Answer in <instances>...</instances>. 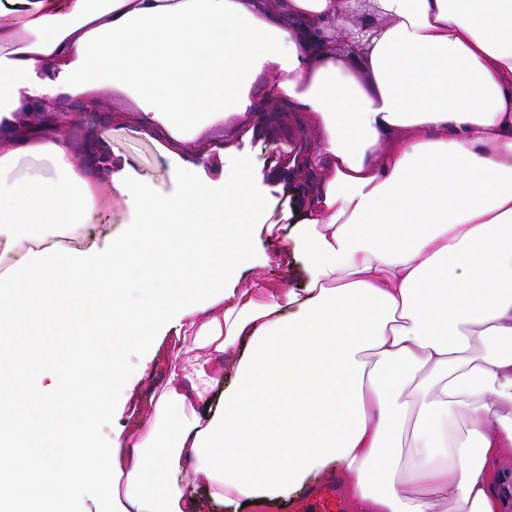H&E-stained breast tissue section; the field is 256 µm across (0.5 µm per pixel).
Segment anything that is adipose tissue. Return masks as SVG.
<instances>
[{"mask_svg":"<svg viewBox=\"0 0 512 512\" xmlns=\"http://www.w3.org/2000/svg\"><path fill=\"white\" fill-rule=\"evenodd\" d=\"M363 58L315 44L347 0H0V512H63L94 477L112 512H273L342 466L355 512H502L493 465L512 450V0H373ZM267 100L316 113L314 201L269 202L240 165L211 181L182 161L179 192L150 193L128 165L103 193L75 167L68 127L18 138L25 103L109 84L143 130L187 139L200 117ZM414 130L383 159L375 148ZM132 218L75 248L92 211ZM31 227L28 238L18 229ZM287 242L301 287L242 285L253 243ZM179 256L173 293L142 254ZM140 298L131 301L128 289ZM27 297L35 318L16 312ZM179 336L154 356L165 383L137 404L112 454L70 354L94 329L132 336L143 311ZM53 338L43 379L12 358L32 322ZM51 402L52 421L15 409ZM51 434L50 447L29 439Z\"/></svg>","mask_w":512,"mask_h":512,"instance_id":"1","label":"adipose tissue"}]
</instances>
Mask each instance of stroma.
<instances>
[{"label": "stroma", "mask_w": 512, "mask_h": 512, "mask_svg": "<svg viewBox=\"0 0 512 512\" xmlns=\"http://www.w3.org/2000/svg\"><path fill=\"white\" fill-rule=\"evenodd\" d=\"M81 104L111 113V120L105 121L101 129V140L113 162L129 163L139 180L160 195L177 194L178 187L172 172L180 160L202 161L206 175L212 178L222 174L233 175L239 160H246L263 176L259 188L269 198L271 210L267 220L271 223L278 221L283 199L277 188V176L291 171L300 152L317 151L321 138L319 119L312 112H289L271 117L267 122L251 113H229L221 120L198 126L189 139L180 143L177 155L172 156L163 150L167 143L165 133H143L135 103L123 92L109 86H98L82 99ZM238 126L253 128V136L240 144L237 154L223 153L225 132ZM255 247L268 256L269 262L245 271L244 281L265 279L294 284L303 278L301 268L290 269L278 263L277 256L284 247L281 240L264 236L256 241ZM154 341V336L148 333L133 341L122 336L114 340L115 347L125 359L129 380L136 390L142 392L161 385L163 381L162 368L146 360L148 346ZM71 360L86 390L97 392L104 384L105 376L96 336H86L72 353ZM123 397L124 392L120 389L110 394L114 409L96 422L94 445L98 455H110L113 431L131 424L134 407L124 404Z\"/></svg>", "instance_id": "obj_1"}]
</instances>
